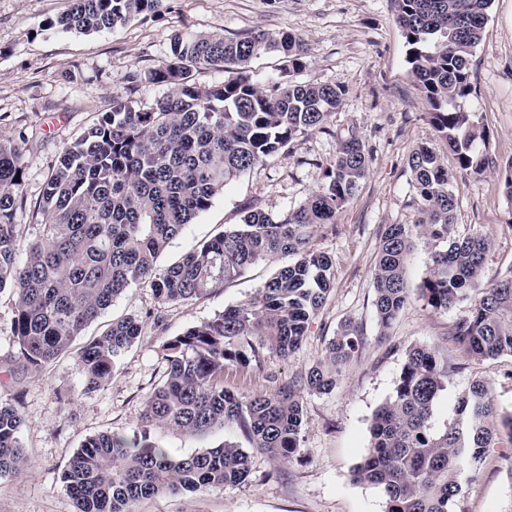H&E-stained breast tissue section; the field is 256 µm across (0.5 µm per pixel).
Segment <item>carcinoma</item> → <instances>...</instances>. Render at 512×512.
Returning <instances> with one entry per match:
<instances>
[{
  "instance_id": "cac0c4a2",
  "label": "carcinoma",
  "mask_w": 512,
  "mask_h": 512,
  "mask_svg": "<svg viewBox=\"0 0 512 512\" xmlns=\"http://www.w3.org/2000/svg\"><path fill=\"white\" fill-rule=\"evenodd\" d=\"M164 0H69L50 22L64 32H102L146 13ZM406 61L428 108L427 117L460 169L482 173L489 164L481 115L461 108L471 92L470 58L480 44L493 0H395ZM287 59L288 72L307 64L295 35L259 31L243 38L177 34L171 56L147 72L131 73L133 86L168 91L147 108L115 98L50 175L43 203V234L22 245L14 224L24 204L19 147L0 141V290L15 296L12 333L16 359L34 372L67 351L90 322L133 285L151 288L161 304L201 297L247 267L276 254L295 256L263 288L204 320L164 346L165 370L147 397L133 434L87 438L61 480L75 512H136L146 499L239 486L251 475V455L226 443L177 455L152 429L186 436L234 423L251 448L282 463L300 452L303 393L331 392L359 354L363 332L342 322L323 357L299 376L258 394L224 387V370H258L262 353L293 354L331 290L333 261L314 245L318 228L336 223L356 194L371 161L355 131L322 170L321 186L281 218L257 209L241 223L159 270L158 254L213 199L242 174L267 162L295 137L324 130L342 105L339 84L290 80L266 89L249 73L264 53ZM235 73L222 85L196 82L199 67ZM417 196L414 224L384 228L373 271L380 329L398 317L410 296L404 264L415 240L430 248L419 288L426 306L446 312L470 299L469 313L448 337L477 361L512 356V275L483 281L491 244L482 234L455 235L458 207L452 174L435 147L423 143L408 161ZM145 321L127 316L77 353L84 392L107 384L119 357L144 333ZM451 378L448 362L426 344L405 355L393 396L375 412L370 442L353 480L381 489L386 512H455L463 483L489 451L512 446V415L498 416L490 383L482 378L456 399L443 426L435 422L440 393ZM23 417L0 398V479L26 471L19 441Z\"/></svg>"
}]
</instances>
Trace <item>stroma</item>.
<instances>
[{"label": "stroma", "instance_id": "1", "mask_svg": "<svg viewBox=\"0 0 512 512\" xmlns=\"http://www.w3.org/2000/svg\"><path fill=\"white\" fill-rule=\"evenodd\" d=\"M67 7L68 0H0V140L11 141L23 154L26 204L15 219L22 241L40 234L37 206L65 147L110 110L114 97L144 107L164 94L159 85H128L126 77L163 62L174 35L183 31L227 38L290 32L307 48V66L298 81L336 83L345 96L327 131L296 137L274 158L229 184L171 241L157 268L239 224L246 206L276 217L298 208L318 190L322 167L333 161L349 130L359 132L371 154L355 196L335 223L322 225L315 237L316 247L333 260L334 282L301 348L287 358L266 352L259 372L224 373V385L232 390H272L316 363L341 321L350 318L361 325L359 356L335 389L303 397L299 455L284 464L252 452L246 483L145 500L138 512H385L382 492L354 482L352 471L369 444L375 411L391 396L407 349L418 343L436 346L453 368L437 403L438 421L447 420L458 394L477 377L491 382L499 409L512 412V357L479 363L448 338L451 324L467 315L469 301L436 313L420 299L417 290L427 272L423 244L415 245L405 264L411 290L407 306L386 332L378 330L372 272L381 232L388 224L415 223L418 215L409 157L423 142L447 150L425 116L422 94L409 71L394 0H165L156 16L88 35L49 27V20ZM470 71L472 91L460 105L482 115L492 163L476 175L449 162L458 194L455 232L490 239L485 279L493 282L512 272V201L503 192L505 168L512 162V0H493ZM53 117L60 124L50 131L46 125ZM288 262V255L271 256L207 295L177 305L159 304L149 287L127 288L83 330L71 350L40 373L21 375L18 387L0 386V397L18 400L23 416L19 439L31 461L24 473L0 479V512H73L60 479L64 467L85 438L132 432L164 371V344L253 296ZM128 314L145 318L143 336L123 353L111 382L84 393L78 349L105 332L113 319ZM162 437L180 455L245 442L230 423L195 436L166 431ZM459 508L512 512V447L490 450L465 485Z\"/></svg>", "mask_w": 512, "mask_h": 512}]
</instances>
